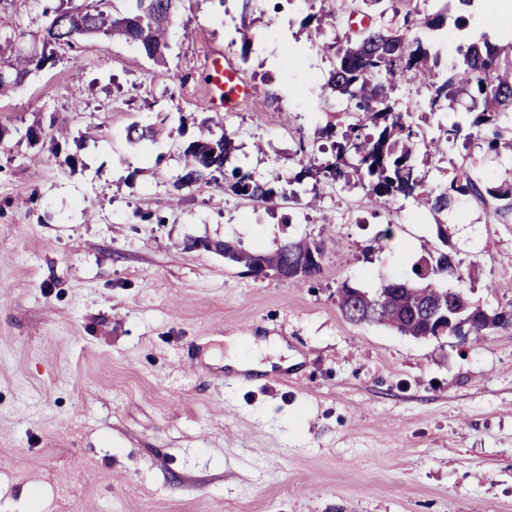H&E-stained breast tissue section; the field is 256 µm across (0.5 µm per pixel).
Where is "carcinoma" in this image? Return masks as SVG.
Returning <instances> with one entry per match:
<instances>
[{
  "label": "carcinoma",
  "instance_id": "carcinoma-1",
  "mask_svg": "<svg viewBox=\"0 0 512 512\" xmlns=\"http://www.w3.org/2000/svg\"><path fill=\"white\" fill-rule=\"evenodd\" d=\"M176 0H128L120 12L112 0H60L52 10L54 17L39 35L42 51L39 58L17 55L3 58L11 50L14 35L0 30V91L24 85L37 67L59 60L57 51L72 50L82 36L110 34L136 45L146 57L161 60L168 49L167 28L174 22ZM403 4L399 19L386 24L377 21L385 15L370 18L369 27L359 31L354 39L335 50L332 68L328 73L327 89L346 102L344 114L349 118L345 130L335 133L325 130L331 143L332 159L320 166H305L293 180L307 178L314 184L338 185L350 183L355 176L368 193L380 204H389L396 197L412 198L419 207L433 212L448 210L452 204L463 202L488 207L497 201L496 214H512V184L495 187L467 166H460L448 186L429 189L415 164L420 132L413 122L412 112L393 97L398 83L413 80L426 89L430 110L458 94L455 79L439 78L434 71L438 57L431 55L419 29L438 30L447 21L443 13L420 17L417 0H399ZM378 6L381 0H338L336 12L355 15L362 6ZM462 68L466 92L472 102L468 121V136L481 142L487 154H498L504 134L500 117L512 112V45L504 48L488 41L470 44L463 53ZM234 143L226 134H216L209 122H203L198 140L188 144V172L180 177L174 188H208L224 179V184L236 195L268 203L276 191L268 183L256 180L240 168L225 169ZM294 241H286L274 250L242 252L240 265L259 276L264 265L284 258ZM441 256H431L415 269L417 280H386L372 291L347 282L339 286L337 304L345 318L354 323H375L414 338L436 335L431 310L441 304L453 308L457 317H479L482 322L471 330L483 336L498 327L497 319L512 321V307L488 311L474 303L467 291L464 277L455 288L438 284L439 276L447 270Z\"/></svg>",
  "mask_w": 512,
  "mask_h": 512
}]
</instances>
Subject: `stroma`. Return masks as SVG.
<instances>
[{
    "instance_id": "stroma-1",
    "label": "stroma",
    "mask_w": 512,
    "mask_h": 512,
    "mask_svg": "<svg viewBox=\"0 0 512 512\" xmlns=\"http://www.w3.org/2000/svg\"><path fill=\"white\" fill-rule=\"evenodd\" d=\"M335 7L178 0L163 61L94 35L80 70L63 58L0 93V512H512V325L414 339L336 303L342 282L411 280L445 252L442 285L465 275L473 302L510 307L512 217L401 197L382 209L358 184L287 182L341 107L325 87L351 34L328 20ZM47 23L28 0L0 11L24 50ZM488 37L473 18L431 32L440 72L459 73V47ZM212 52L255 98L210 107ZM396 95L428 139L470 105L462 94L433 113L410 86ZM205 118L234 141L228 167L287 199L175 189ZM150 126L162 135L141 139ZM464 160L490 185L512 180V148L489 155L462 135L417 164L439 188ZM305 239L325 254L303 284L222 252ZM271 336L268 371L225 365L229 341Z\"/></svg>"
}]
</instances>
